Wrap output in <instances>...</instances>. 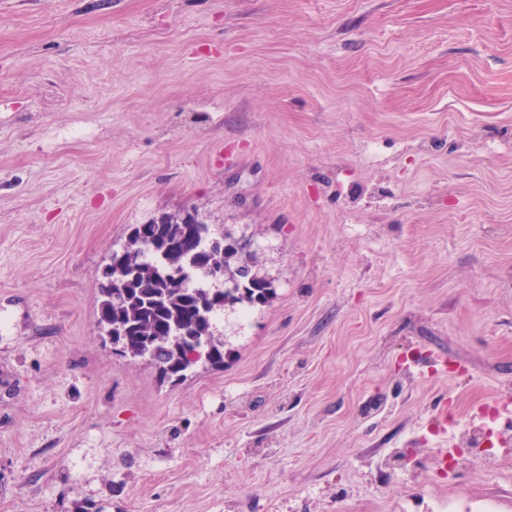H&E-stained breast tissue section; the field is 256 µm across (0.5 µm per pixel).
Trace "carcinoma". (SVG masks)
I'll return each instance as SVG.
<instances>
[{
  "label": "carcinoma",
  "mask_w": 512,
  "mask_h": 512,
  "mask_svg": "<svg viewBox=\"0 0 512 512\" xmlns=\"http://www.w3.org/2000/svg\"><path fill=\"white\" fill-rule=\"evenodd\" d=\"M108 282H99L97 327L123 356L152 362L164 377L182 380L199 361L224 364V346L211 333L214 315L226 307L265 304L275 294L256 275L237 279L231 261L255 263L238 250L220 257L203 224H146L134 228ZM224 262V287L206 288L211 267Z\"/></svg>",
  "instance_id": "obj_1"
}]
</instances>
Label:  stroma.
<instances>
[{
    "label": "stroma",
    "instance_id": "stroma-1",
    "mask_svg": "<svg viewBox=\"0 0 512 512\" xmlns=\"http://www.w3.org/2000/svg\"><path fill=\"white\" fill-rule=\"evenodd\" d=\"M190 212L276 295L173 382L98 283ZM504 395L512 0H0V512H512Z\"/></svg>",
    "mask_w": 512,
    "mask_h": 512
}]
</instances>
